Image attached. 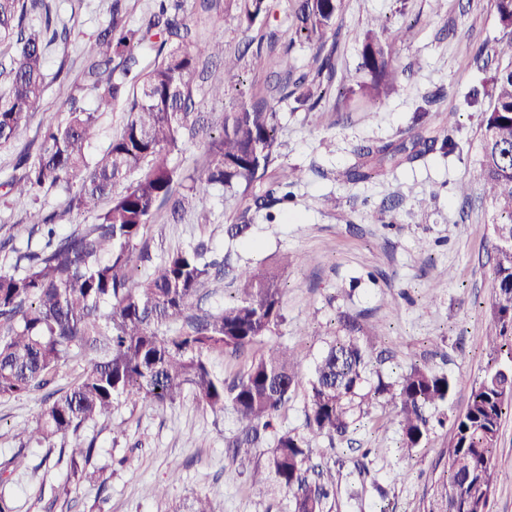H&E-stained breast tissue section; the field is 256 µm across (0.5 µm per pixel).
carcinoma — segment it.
<instances>
[{"mask_svg":"<svg viewBox=\"0 0 512 512\" xmlns=\"http://www.w3.org/2000/svg\"><path fill=\"white\" fill-rule=\"evenodd\" d=\"M122 2L112 0L108 25L85 49L87 74L97 91L95 109L79 105L74 89L59 83L58 95L70 103L66 119L46 125L36 158H23L24 173L4 183L19 206L46 185H64L70 202L66 211L30 213L29 234L37 243L12 249L11 269H0V399L43 389L61 364L84 360L87 367L74 383L48 393L32 423L19 428L28 443L69 441L75 472L94 452V442L83 438L81 429L109 416L118 399L164 407L188 390L215 412L229 403L241 426L228 443L232 459L248 460L272 440L264 462L251 474L254 485L288 494L291 512H330L338 495L333 469L309 465L310 439L276 424L302 382L303 357L287 346L272 347L254 355L231 382L209 364L210 353L242 354L283 322L280 272L295 258L240 267L231 252L212 254L200 242L168 254L146 277L134 279L138 263L149 259L148 226L160 209L175 222L189 208L206 210V196L174 190L190 179L171 160L187 143L207 141L205 179L224 187V198L235 202L226 228L232 241L247 234L256 213L288 200L303 171L277 163L278 113L267 97L241 100L224 113L217 131L205 113L195 111L190 74L197 57L224 66L230 79L243 59L224 49L222 32L200 40L183 20V0H154L148 20L132 29ZM42 6L44 0H0V45L16 48L4 69L8 92L0 94V148L17 138L46 90V39L66 37L53 28L48 11L44 28L26 23ZM491 6L498 24L512 35V0H491ZM224 9L235 12L247 34L270 4L224 0ZM342 9L343 0H293L287 49L309 48L315 67L279 83L280 98L321 111L335 74ZM384 31L382 20L372 18L360 35L358 88L375 105L398 90L402 76L381 39ZM143 45L156 49V60L135 74V50ZM474 63L488 74L484 95L490 100L488 108L479 109L478 165L492 208L494 285L486 342L493 365L472 386L466 408L453 413L452 377L414 365L398 379L385 380L374 370L376 334L360 335L361 316L344 315L341 334L315 362L306 384V428L331 441L344 439L357 420L377 411L398 420L402 447L409 449L428 445L433 423L450 424L451 437L438 455L423 512H492L497 484L512 482V471L495 464L503 420L512 409V39L491 57L478 50ZM131 78L138 83L132 92ZM116 105L128 112L126 122L107 150L90 161L85 147L97 137L99 113ZM455 116L456 109L448 106L441 126L447 135L441 140L423 127L392 151L387 145L356 148V162L339 176L348 183L370 180L375 170L361 159L378 154L401 164L415 162L437 145L454 151L448 132ZM125 181L126 191L113 195ZM108 196L111 206L94 223L57 232L67 211L93 209ZM220 277L238 285L240 299L215 312L202 309L201 288Z\"/></svg>","mask_w":512,"mask_h":512,"instance_id":"cac0c4a2","label":"carcinoma"}]
</instances>
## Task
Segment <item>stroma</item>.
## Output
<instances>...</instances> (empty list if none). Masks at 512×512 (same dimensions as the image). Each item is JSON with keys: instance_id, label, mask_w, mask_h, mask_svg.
Returning <instances> with one entry per match:
<instances>
[{"instance_id": "obj_1", "label": "stroma", "mask_w": 512, "mask_h": 512, "mask_svg": "<svg viewBox=\"0 0 512 512\" xmlns=\"http://www.w3.org/2000/svg\"><path fill=\"white\" fill-rule=\"evenodd\" d=\"M46 10L31 12L27 23L40 27L45 16L66 26L67 36L51 42L45 55L47 90L16 140L0 148V236L25 246L27 211L63 210L62 188L41 189L26 207L6 195L4 181L37 137L40 126L63 121L70 109L57 94L59 81L76 87L82 106L93 108L96 94L85 78L84 48L111 17L112 0H45ZM262 28L243 34L234 15L223 9L202 11L187 0L184 18L193 27L224 34V47L244 51L246 37L274 35L277 52L286 53L296 72L312 65L310 50L289 47L291 4L270 0ZM378 17L393 42L402 86L382 104L349 94L359 77L358 35ZM335 95L320 111L308 112L294 100H280L272 87L277 76L242 65L236 86L224 99H212L208 85L224 78L221 66L198 69L192 85L199 111L224 119L241 94L267 96L279 114V161L305 168L288 203L257 214L248 236L229 243L225 226L230 209L221 188L206 185L202 145L186 146L172 157L188 173L194 190L208 197L206 211H188L174 224L166 210L153 217L148 233L151 271L168 253L205 241L212 250H233L238 265L265 266L280 255L299 256V264L282 271L284 321L263 345L290 346L313 366L339 330V318L361 314L377 327L383 352L380 370L397 378L411 365H427L456 381L451 406L461 411L473 383L490 361L486 331L493 292L489 204L478 172L480 115L464 99L482 78L473 56L503 39L490 0H344L338 20ZM413 26L412 42L398 41L399 29ZM460 106L452 132V153L434 150L411 164L387 168L380 177L357 184L338 180L337 172L353 160L362 144L393 143L411 128L421 109H447L449 98ZM467 183L469 200L456 193ZM335 197L328 205L327 197ZM43 395L32 392L0 400V458L20 451L27 470L0 486L14 512H168L172 504L208 497L214 512H289L287 494H267L251 485L248 467L233 463L227 441L238 431L232 408L216 413L199 405L190 392L159 408L145 402L118 401L109 417L86 425L96 454L88 466L92 478L71 474L62 444H22L18 428L31 422ZM123 435H115V427ZM448 428L436 429L428 447L408 450L401 444L397 420L376 414L361 419L348 441L311 440L315 459L334 463L338 496L333 512H423L426 493ZM408 471L402 482L393 481ZM168 490L167 498L156 494Z\"/></svg>"}]
</instances>
